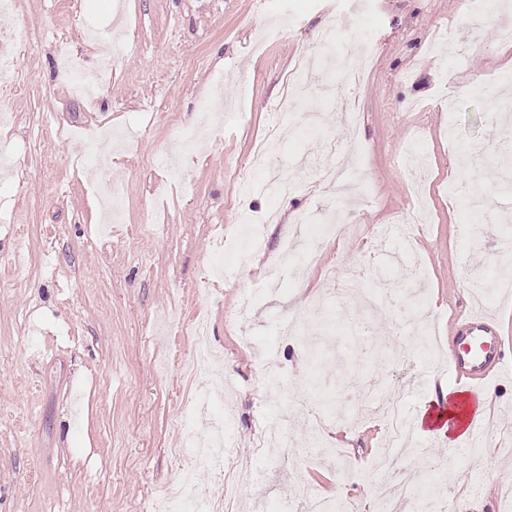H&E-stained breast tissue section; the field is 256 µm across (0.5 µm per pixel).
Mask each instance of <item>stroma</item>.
<instances>
[{
	"mask_svg": "<svg viewBox=\"0 0 512 512\" xmlns=\"http://www.w3.org/2000/svg\"><path fill=\"white\" fill-rule=\"evenodd\" d=\"M16 9L29 41L15 51L16 90L0 93L10 115L0 142L15 151L10 168L0 167V512H151L179 471L177 450L211 434L188 411L207 374L185 368L200 317L234 389L224 440L262 474L242 489L238 512H281L297 482L347 512H370L368 470L386 424L360 399L401 388L416 417L450 383L448 325L474 308L471 283L512 264L501 221L512 216V197L498 194L494 169L483 180L490 215L459 192L460 155L512 134V120H491L500 107L482 95L485 83L512 84V41L499 37L512 0H487L481 18L466 0H17ZM116 22L126 40L86 102L63 79L57 48L95 69L100 52L83 27ZM330 24L340 34L336 59L371 57L370 73L359 83L336 79L334 94L299 101L275 121L289 70ZM204 102L231 114L230 124L219 120L179 150L180 129ZM351 110L361 114L355 128L344 118ZM100 126L132 134L93 171L84 132ZM269 132L282 150L250 170L253 144ZM328 139L351 173L341 186L316 176L331 160ZM412 150L428 161L430 222L410 240L419 263L409 268L396 262L405 242L394 219L409 202L400 161ZM283 177L298 190L279 195ZM114 184L130 196L103 239L99 200ZM329 198L341 215L336 234L293 284L280 242L310 236V224L294 218L316 216ZM272 207L281 221L265 225L264 251L214 278L225 231L240 214ZM328 266L359 275L365 290L388 268V289L431 321L426 347H396L387 321L370 335H277L279 317L326 296ZM290 382L306 384L312 408L342 406L345 393L353 403L346 421H330L318 437L333 458L303 454L289 471L263 435L281 423L298 441L313 437L305 413L285 407ZM488 392L495 404L481 418L477 454L439 482L423 461L446 459L447 443L408 431V462L435 512H507L512 376Z\"/></svg>",
	"mask_w": 512,
	"mask_h": 512,
	"instance_id": "1",
	"label": "stroma"
}]
</instances>
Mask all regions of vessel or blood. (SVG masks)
Masks as SVG:
<instances>
[{"instance_id": "vessel-or-blood-1", "label": "vessel or blood", "mask_w": 512, "mask_h": 512, "mask_svg": "<svg viewBox=\"0 0 512 512\" xmlns=\"http://www.w3.org/2000/svg\"><path fill=\"white\" fill-rule=\"evenodd\" d=\"M506 342L494 319L466 311L448 331V371L455 392L473 395L505 373Z\"/></svg>"}]
</instances>
